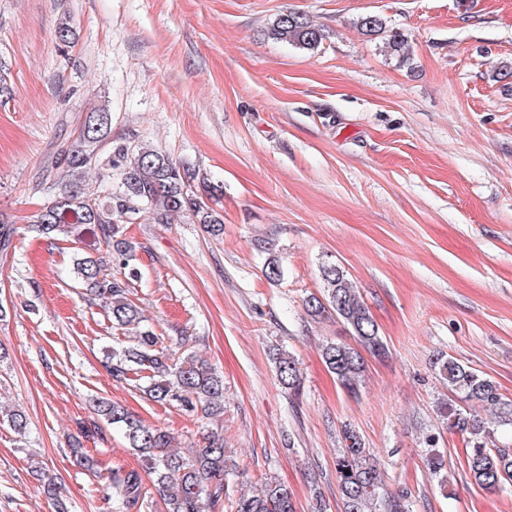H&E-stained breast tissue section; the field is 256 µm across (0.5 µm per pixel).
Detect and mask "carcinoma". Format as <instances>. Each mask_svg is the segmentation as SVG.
<instances>
[{
    "label": "carcinoma",
    "mask_w": 512,
    "mask_h": 512,
    "mask_svg": "<svg viewBox=\"0 0 512 512\" xmlns=\"http://www.w3.org/2000/svg\"><path fill=\"white\" fill-rule=\"evenodd\" d=\"M368 36L385 29L378 15L358 20ZM269 35L279 41L305 49H315L325 38L323 30L293 11L278 15ZM387 56L410 64L407 38L395 32L383 45ZM112 115L103 108L87 113L82 131L61 157V179L74 178L80 171L97 164V150L108 135ZM109 166H120L119 190L100 197L86 194L79 186L58 196L38 212L32 223L44 234H65L78 229L91 234L113 249L128 273L117 277L103 272L101 263L91 256L74 260V274L104 304L112 327L133 331L131 340L112 347L105 369L115 382H134L157 403L175 401L188 410L201 409L213 416L224 409V377L188 353L174 358L163 337L147 324L143 311L130 298L131 280L138 276L130 266L134 246L120 237V225L130 224L139 214L148 215L153 224H171L177 218L202 224L214 237L224 234V217L214 207L221 187L196 183L195 173L174 161L160 149L125 145L115 148ZM323 294L309 297L305 308L309 316L333 314L351 330L355 344L327 342L321 356L340 387L350 396L360 391L365 371L362 352L383 357L388 348L379 335L373 314L345 270L334 262L320 268ZM277 379L282 388L297 396L304 384L303 372L295 356L285 350L273 354ZM436 374L448 384L451 398L438 405V413L448 432L461 438L467 448L466 467L473 483L482 490H497L512 480V450L490 447L494 430L512 426V401L487 376L442 354L432 362ZM93 410L117 427L135 455L142 471L116 466L106 476L105 495L112 512L141 510L146 500L141 472L153 477L163 512H219L225 501H234L235 512H295L288 487L275 478L261 483L257 492L234 496L230 467L224 448V429L216 427L205 438L203 447L183 454L172 448L173 437L166 431L145 425L124 406L105 400L92 402ZM6 423L19 437L26 436L29 422L19 409L3 412ZM344 448L336 457L335 472L342 512H413L411 493L404 488L389 494L384 488V473L379 457L364 447L359 435L348 428ZM438 440L427 441L425 461L436 476L446 467L445 453ZM43 494L54 502L57 512H66L60 486L48 477Z\"/></svg>",
    "instance_id": "cac0c4a2"
}]
</instances>
